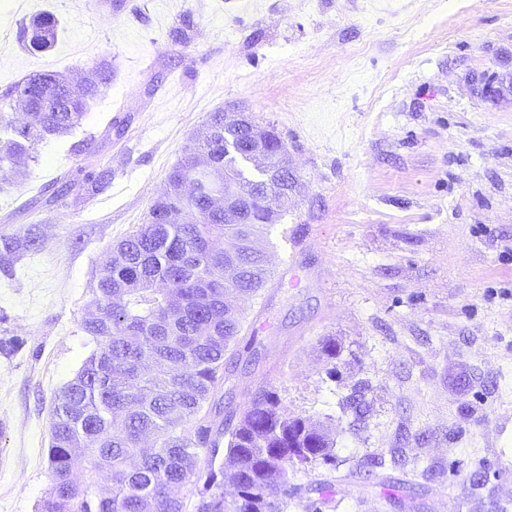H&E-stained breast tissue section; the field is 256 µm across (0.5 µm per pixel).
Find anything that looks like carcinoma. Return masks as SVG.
Returning <instances> with one entry per match:
<instances>
[{
  "label": "carcinoma",
  "mask_w": 512,
  "mask_h": 512,
  "mask_svg": "<svg viewBox=\"0 0 512 512\" xmlns=\"http://www.w3.org/2000/svg\"><path fill=\"white\" fill-rule=\"evenodd\" d=\"M27 30L28 47L46 51L60 23L46 12ZM111 77L104 60L93 79L33 73L1 94L0 184L36 145L70 135ZM18 94L29 111L16 121L9 114ZM256 133L279 139L272 128H227L224 113H210L204 138L186 143L146 222L109 252L83 320L97 348L54 403L53 484L40 512H284L301 493L290 472L334 457V442L265 385L242 407L224 403V365L238 362L244 327L228 297L266 286L271 270L257 243L283 217L276 188L287 150L273 148L266 169L248 174ZM231 190L257 197L251 223H224L217 199ZM35 245L22 225L1 233L0 268L11 270ZM274 488L283 499L269 498Z\"/></svg>",
  "instance_id": "1"
}]
</instances>
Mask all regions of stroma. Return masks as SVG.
I'll return each mask as SVG.
<instances>
[{
    "label": "stroma",
    "mask_w": 512,
    "mask_h": 512,
    "mask_svg": "<svg viewBox=\"0 0 512 512\" xmlns=\"http://www.w3.org/2000/svg\"><path fill=\"white\" fill-rule=\"evenodd\" d=\"M44 12L62 30L33 52L22 28ZM104 58L81 126L0 188V231L30 222L40 243L0 272L17 343L0 350V512H39L54 400L96 348L98 271L218 110L274 127L295 177L225 391L242 405L268 384L329 432L333 461L292 477L333 484L322 512H512V0H0V93ZM103 170V191L29 220ZM358 391L361 423L343 407Z\"/></svg>",
    "instance_id": "1"
}]
</instances>
